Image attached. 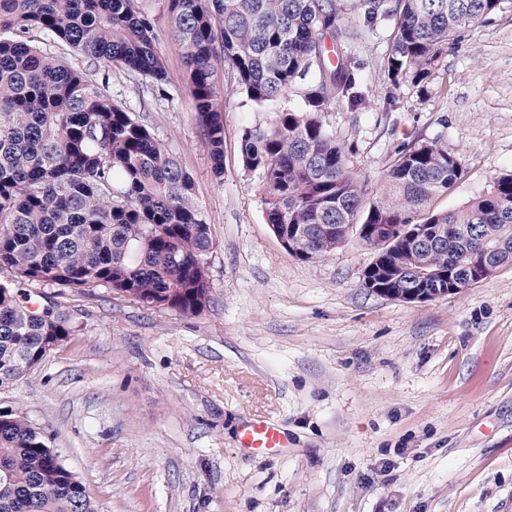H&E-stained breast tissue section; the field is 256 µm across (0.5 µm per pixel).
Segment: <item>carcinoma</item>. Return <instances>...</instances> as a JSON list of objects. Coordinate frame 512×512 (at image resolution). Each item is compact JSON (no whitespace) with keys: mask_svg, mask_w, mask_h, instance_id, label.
Returning a JSON list of instances; mask_svg holds the SVG:
<instances>
[{"mask_svg":"<svg viewBox=\"0 0 512 512\" xmlns=\"http://www.w3.org/2000/svg\"><path fill=\"white\" fill-rule=\"evenodd\" d=\"M498 0H358L365 18H393L391 83L426 82L432 64L462 29ZM169 26L187 67L213 172L224 174L218 72L274 109L270 123L244 131L241 157L261 177L267 223L288 225V253L330 255L351 233L379 247L364 286L396 297L415 259L437 275L429 298L477 280L470 267L512 262V174L495 178L465 205L432 210L463 176L439 139L396 151L382 194L360 212L362 184L343 144L320 114L336 101H364L359 63H332L356 33L340 0H168ZM142 0H0V387L35 368L76 332L61 304H38L26 287L82 293L103 288L148 310L196 314L210 302L209 225L193 181L148 127L61 54L67 46L105 71L139 76L162 95L166 61ZM297 90L299 110L279 106ZM378 224L402 227L379 241ZM433 245L417 249L415 230ZM0 512H98L47 431L0 410Z\"/></svg>","mask_w":512,"mask_h":512,"instance_id":"obj_1","label":"carcinoma"}]
</instances>
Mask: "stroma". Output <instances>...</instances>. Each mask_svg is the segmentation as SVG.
Listing matches in <instances>:
<instances>
[{
	"instance_id": "obj_1",
	"label": "stroma",
	"mask_w": 512,
	"mask_h": 512,
	"mask_svg": "<svg viewBox=\"0 0 512 512\" xmlns=\"http://www.w3.org/2000/svg\"><path fill=\"white\" fill-rule=\"evenodd\" d=\"M354 5L342 0L366 98L321 120L348 148L365 202L415 138L442 139L464 167L437 210L512 172V0L461 31L426 83L397 86L385 70L392 22L364 28ZM145 6L165 95L66 56L191 176L213 240L211 301L187 315L102 290L59 295L75 335L0 387V408L47 427L100 512H512V264L405 302L365 288L374 250L358 237L322 259L289 255L240 152L244 130L272 112L221 78L215 177L167 0ZM256 416L278 426L283 448L242 446Z\"/></svg>"
}]
</instances>
